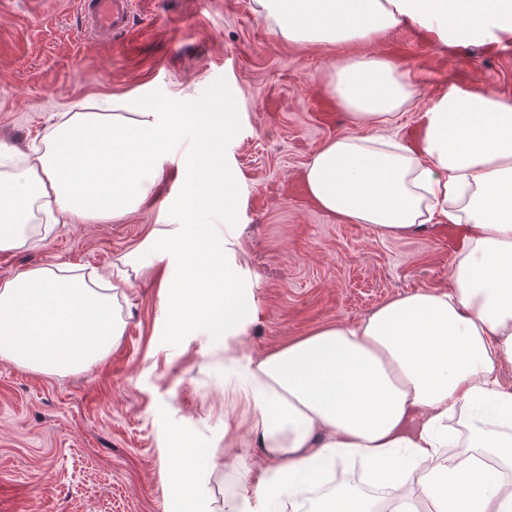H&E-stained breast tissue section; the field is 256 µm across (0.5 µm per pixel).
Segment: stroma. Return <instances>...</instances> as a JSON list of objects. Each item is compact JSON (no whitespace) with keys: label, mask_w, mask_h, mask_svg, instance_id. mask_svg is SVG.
Returning a JSON list of instances; mask_svg holds the SVG:
<instances>
[{"label":"stroma","mask_w":512,"mask_h":512,"mask_svg":"<svg viewBox=\"0 0 512 512\" xmlns=\"http://www.w3.org/2000/svg\"><path fill=\"white\" fill-rule=\"evenodd\" d=\"M374 50L417 75L419 104L451 83L512 98V48H439L399 28ZM335 55L276 39L249 0H137L130 36L104 41L78 0H0V143L11 150L41 148L65 114L104 99L236 89L245 117L234 156L250 188L241 245L258 304L232 356L211 337L172 335L159 264L122 286L124 333L87 369L38 375L0 359V512H169L178 462L164 446L176 427L207 453L195 470L208 512L246 502L259 512L256 483L273 466L253 444L255 411L234 388L237 364L389 298L447 286L446 232L382 237L294 192L312 153L352 129L322 82ZM189 140L178 138L150 204L2 251L0 279L66 262L119 284L123 255L163 222Z\"/></svg>","instance_id":"1"}]
</instances>
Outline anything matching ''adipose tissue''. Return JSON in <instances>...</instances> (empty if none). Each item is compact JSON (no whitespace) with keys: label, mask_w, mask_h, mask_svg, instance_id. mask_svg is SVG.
Segmentation results:
<instances>
[{"label":"adipose tissue","mask_w":512,"mask_h":512,"mask_svg":"<svg viewBox=\"0 0 512 512\" xmlns=\"http://www.w3.org/2000/svg\"><path fill=\"white\" fill-rule=\"evenodd\" d=\"M274 37L340 53L323 82L355 133L322 144L303 179L338 220L400 237L451 225L460 245L445 288L393 298L358 322L336 321L241 366L236 389L253 405L254 439L275 465L258 481L266 506L282 482L319 463L361 460L390 489L379 501L342 486L314 512H512V480L486 457L512 461V99L455 84L417 109L418 82L384 54L346 55L403 27L439 47L512 46V0H251ZM111 119L76 112L45 149L0 172V251L24 247L36 214L120 218L154 194L171 143L191 133L180 160L177 223L123 258L133 272L165 264L166 318L178 335L204 333L233 350L257 301L240 243L249 188L232 146L242 123L232 89L163 109L116 101ZM417 113L407 140L399 118ZM122 335L114 297L63 264L0 280V359L52 375L87 368ZM462 419L469 455L448 429ZM191 436L171 430L170 473L194 501Z\"/></svg>","instance_id":"obj_1"}]
</instances>
